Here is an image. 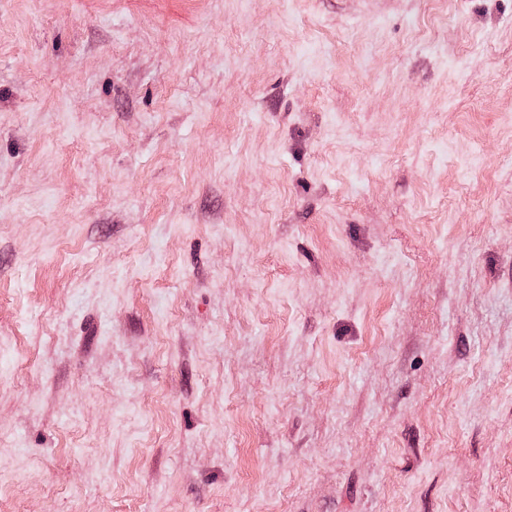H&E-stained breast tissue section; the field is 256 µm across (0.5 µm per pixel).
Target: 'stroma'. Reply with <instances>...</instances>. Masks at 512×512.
<instances>
[{"label":"stroma","instance_id":"stroma-1","mask_svg":"<svg viewBox=\"0 0 512 512\" xmlns=\"http://www.w3.org/2000/svg\"><path fill=\"white\" fill-rule=\"evenodd\" d=\"M0 512H512V0H0Z\"/></svg>","mask_w":512,"mask_h":512}]
</instances>
